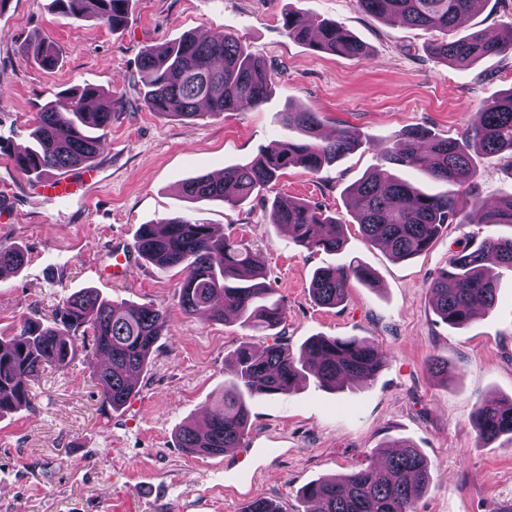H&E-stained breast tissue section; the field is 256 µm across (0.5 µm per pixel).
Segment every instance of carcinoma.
I'll use <instances>...</instances> for the list:
<instances>
[{"label": "carcinoma", "mask_w": 512, "mask_h": 512, "mask_svg": "<svg viewBox=\"0 0 512 512\" xmlns=\"http://www.w3.org/2000/svg\"><path fill=\"white\" fill-rule=\"evenodd\" d=\"M130 2L52 0V5L70 19L95 20L116 31L129 22ZM358 3L364 12L387 22L442 33L431 44L430 53L445 66L464 68L488 56L512 53V37L500 41L483 30L454 35L461 19L481 0ZM282 26L289 39L314 51L368 56L367 46L335 21L305 22L290 12ZM19 50L46 70L59 62L56 47L44 39L24 42ZM138 82L148 111L193 120L205 113L234 112L242 104L261 105L271 89L272 69L230 32L203 38L187 34L143 51ZM202 105L207 112L200 111ZM119 107L120 99L106 97L90 84L60 94L37 112L29 134L31 145L12 155L14 166L37 179L89 166ZM283 120L299 137L270 143L250 161L224 169L220 181L209 175L191 178L182 184V193L190 200L221 201L231 207L262 199L270 223L288 228L298 245L337 252L344 245L342 218L301 199L267 200L263 191L290 167L317 173L363 145L376 152L379 164L348 189L353 218L367 243L394 259L404 261L428 251L453 223L512 226V194L487 208L476 191L477 156L506 153L512 166V87L484 106L459 139L410 128L390 147L361 136L349 125L339 127L333 138L323 139L314 112L290 107ZM397 166L417 170L434 181L465 185L470 188L469 201L461 204L448 194L426 193L393 173ZM135 250L140 259L161 268H182L179 301L186 312L222 319L229 311L242 326L273 337V343L261 349L249 343L235 349L229 362L232 377L214 400L205 429L191 424L179 428L178 447L190 455L214 457L241 447L255 398L287 394L297 380L308 376L329 390L369 385L384 365L378 348L354 337L317 335L293 352L279 331L286 312L265 282L260 253L241 239L215 235L209 224L188 216L142 224ZM24 260L20 247L0 244V269H17ZM498 267L512 270V237L490 231L477 245L452 253L448 268L429 285L432 309L440 321L456 328L471 321L475 306L492 309ZM352 278L371 286L376 275L361 264L322 267L315 272L309 292L317 304L334 307L347 299ZM165 327L163 312L154 306L105 300L92 288L70 294L50 324L37 318L21 320L12 336H0V415L28 406L34 398L32 382L49 368L68 366L80 343L90 346L103 407L114 411L124 407L136 393L137 375L147 367ZM428 371L448 380L455 368L432 358ZM472 428L484 445L504 436L512 441V398L481 403L473 413ZM393 447L396 451L385 454L382 463L370 460L300 488L297 496L302 504L318 505L304 512H414L429 487L430 463L408 440L399 439Z\"/></svg>", "instance_id": "obj_1"}]
</instances>
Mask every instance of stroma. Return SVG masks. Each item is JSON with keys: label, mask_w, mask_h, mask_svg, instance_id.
Returning a JSON list of instances; mask_svg holds the SVG:
<instances>
[{"label": "stroma", "mask_w": 512, "mask_h": 512, "mask_svg": "<svg viewBox=\"0 0 512 512\" xmlns=\"http://www.w3.org/2000/svg\"><path fill=\"white\" fill-rule=\"evenodd\" d=\"M50 2L12 0L0 12V244L27 255L20 270L0 274V331L26 317L49 320L82 288L152 304L168 327L120 411L102 408L80 351L66 369L36 381L30 406L0 417V512H246L258 499L300 512L301 487L347 472L401 438L431 462V483L415 512H512V442L479 445L470 424L483 400L512 397V272L501 271L494 308L460 328L440 322L428 294L451 250L484 234V225H449L430 250L406 261L367 244L350 218L347 194L378 163L363 147L317 174L288 169L267 191L345 218L338 253L299 246L270 224L260 201L233 208L180 194L184 180L220 173L287 138L282 114L291 107L317 113L326 136L348 123L375 138L412 127L461 137L483 105L512 87V54L468 70L437 64L429 54L436 32L388 24L357 0H133L129 24L118 31L56 14ZM291 12L340 23L369 56L316 52L288 39L282 19ZM511 21L512 0H484L457 32L476 27L495 36ZM219 30L235 33L274 68L266 101L196 120L145 109L141 52ZM34 37L57 45L55 69L17 54V45ZM84 84L121 96L123 106L91 169L64 173L68 193L59 200L48 182L18 171L10 154L28 145L42 105ZM477 164L484 204L512 192V168L501 157ZM183 214L263 253L266 282L286 309L290 348L316 335L368 340L385 355L376 379L336 391L311 379L299 383L252 403L242 447L216 457L185 454L175 434L183 424H203L229 376L226 361L240 343L267 339L231 317L187 313L177 270L138 259L113 273L114 246L133 249L140 225ZM354 260L375 271V285L351 281L344 303L316 305L308 291L314 271ZM434 356L455 366L452 379L429 374Z\"/></svg>", "instance_id": "obj_1"}]
</instances>
